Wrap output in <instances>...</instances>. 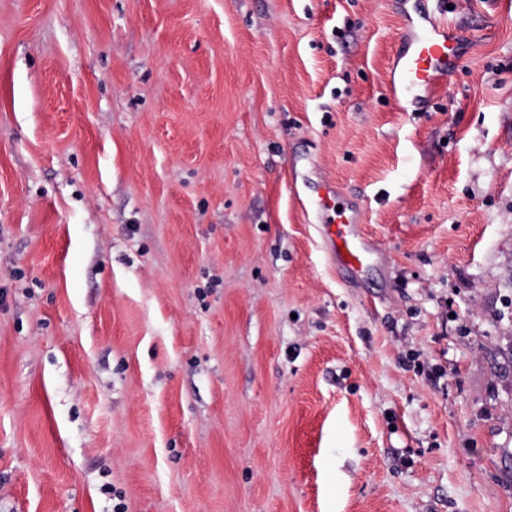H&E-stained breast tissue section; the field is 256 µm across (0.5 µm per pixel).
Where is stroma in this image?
<instances>
[{"label": "stroma", "instance_id": "obj_1", "mask_svg": "<svg viewBox=\"0 0 512 512\" xmlns=\"http://www.w3.org/2000/svg\"><path fill=\"white\" fill-rule=\"evenodd\" d=\"M401 14L0 0V512H512V0ZM396 41L399 48L392 62L389 86L398 103L439 86L446 89L448 76L465 62L448 20L432 11L412 14L404 10ZM313 204L322 215L320 233L336 263L362 269L370 259L371 250L364 244L359 231V205L350 207L338 186L330 180L324 183L323 195L318 196ZM338 206H341L340 211L336 210Z\"/></svg>", "mask_w": 512, "mask_h": 512}]
</instances>
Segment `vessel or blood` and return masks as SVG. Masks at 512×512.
Here are the masks:
<instances>
[{"mask_svg": "<svg viewBox=\"0 0 512 512\" xmlns=\"http://www.w3.org/2000/svg\"><path fill=\"white\" fill-rule=\"evenodd\" d=\"M396 41L398 50L392 62L389 86L392 96L400 103L445 85L448 77L465 62L447 19L432 11L403 12ZM314 207L322 216L320 233L337 264L362 269L371 251L359 231V207L347 205L342 192L331 181L325 182L324 192Z\"/></svg>", "mask_w": 512, "mask_h": 512, "instance_id": "b4317fda", "label": "vessel or blood"}]
</instances>
